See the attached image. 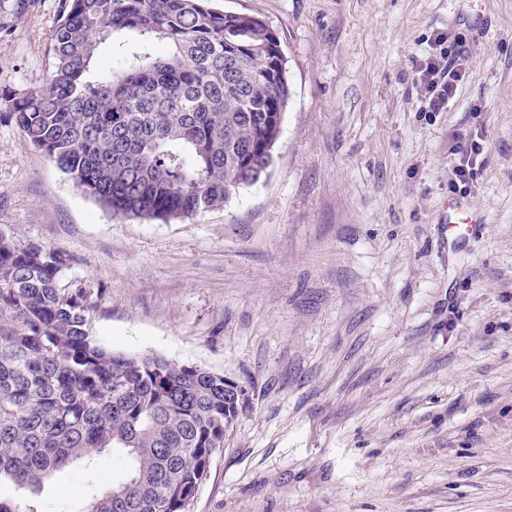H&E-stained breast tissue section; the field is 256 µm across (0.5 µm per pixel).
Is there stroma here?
<instances>
[{"label": "stroma", "mask_w": 512, "mask_h": 512, "mask_svg": "<svg viewBox=\"0 0 512 512\" xmlns=\"http://www.w3.org/2000/svg\"><path fill=\"white\" fill-rule=\"evenodd\" d=\"M0 0V90L36 88L59 0ZM263 18L290 99L266 177L176 222L115 217L0 121V231L62 253L92 334L223 373L249 401L192 512H512V0H211ZM470 53L422 112L412 59ZM485 146L448 243L453 158ZM126 468L75 466L41 512Z\"/></svg>", "instance_id": "1"}]
</instances>
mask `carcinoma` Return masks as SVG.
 Instances as JSON below:
<instances>
[{"label":"carcinoma","mask_w":512,"mask_h":512,"mask_svg":"<svg viewBox=\"0 0 512 512\" xmlns=\"http://www.w3.org/2000/svg\"><path fill=\"white\" fill-rule=\"evenodd\" d=\"M117 33L137 47L94 75ZM48 54L41 87L0 91V119L112 215L189 219L268 174L290 85L264 19L209 0H62ZM65 265L0 232V485L36 499L112 451L125 475L84 512H192L247 395L228 398L238 381L204 367L99 345L91 289L61 287Z\"/></svg>","instance_id":"carcinoma-1"}]
</instances>
